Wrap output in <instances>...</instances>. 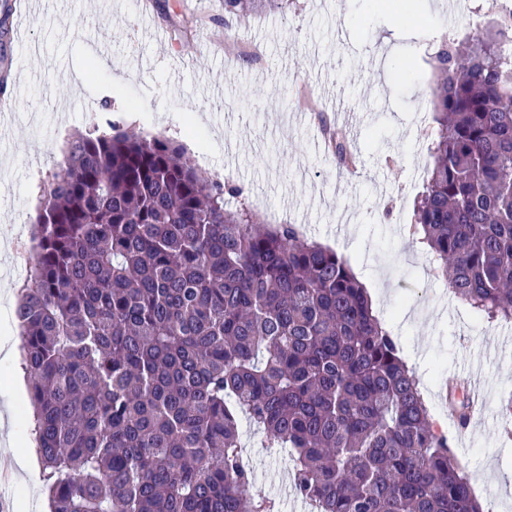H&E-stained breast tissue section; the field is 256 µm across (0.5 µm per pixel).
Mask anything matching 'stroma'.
I'll list each match as a JSON object with an SVG mask.
<instances>
[{"label": "stroma", "instance_id": "stroma-1", "mask_svg": "<svg viewBox=\"0 0 512 512\" xmlns=\"http://www.w3.org/2000/svg\"><path fill=\"white\" fill-rule=\"evenodd\" d=\"M152 0L165 46L129 36L137 0H32L22 19L0 8V69L21 88L0 121V331L16 326L17 289L26 268L4 259L28 235L39 186L65 141L90 115L183 144L205 174H229L271 224H297L309 239L347 258L377 311L401 319V356L412 364L430 411L448 435L485 512H512V323L490 322L452 298L406 232L426 179L424 135L433 81L424 58L442 34L472 35L493 15L486 0H465L448 16L444 0H417L410 17L384 0H295L288 12L226 28L220 0ZM110 45L99 61L94 43ZM191 67L170 91L169 61ZM153 58L137 70L136 57ZM361 156L348 181L317 144V114L338 122ZM478 371L487 402L473 427L448 418L439 391ZM241 425L254 490L282 500L288 454L270 455Z\"/></svg>", "mask_w": 512, "mask_h": 512}]
</instances>
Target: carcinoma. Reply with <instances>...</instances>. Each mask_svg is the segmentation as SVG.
<instances>
[{
  "label": "carcinoma",
  "mask_w": 512,
  "mask_h": 512,
  "mask_svg": "<svg viewBox=\"0 0 512 512\" xmlns=\"http://www.w3.org/2000/svg\"><path fill=\"white\" fill-rule=\"evenodd\" d=\"M289 0H223L241 21ZM512 12L430 54L413 235L455 297L512 322ZM339 168L359 162L325 118ZM237 198L235 205L225 195ZM15 315L50 512H279L239 414L315 512H481L348 260L175 142L108 120L41 187ZM241 442L242 448H246L247 454L251 457V464L248 466L254 473V484L250 492L260 491L274 497L276 500H283V511L296 512L293 505L288 503V498L283 492V477L289 478L292 461L286 451L281 454L269 455L261 446V435L249 425L246 420L241 421ZM252 440L254 447L252 446Z\"/></svg>",
  "instance_id": "obj_1"
}]
</instances>
